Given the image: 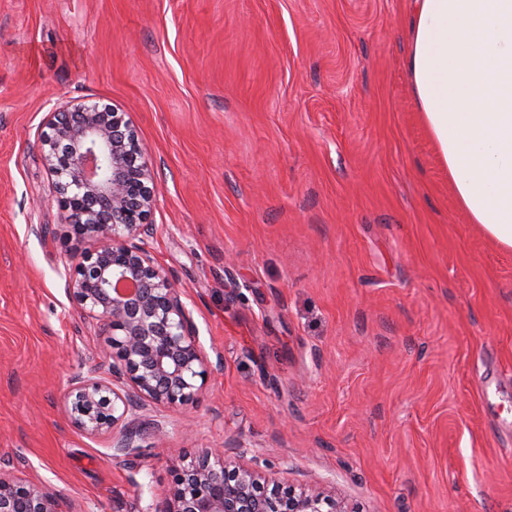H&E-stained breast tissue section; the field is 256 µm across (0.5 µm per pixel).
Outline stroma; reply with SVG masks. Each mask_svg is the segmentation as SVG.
Instances as JSON below:
<instances>
[{
	"label": "stroma",
	"instance_id": "stroma-1",
	"mask_svg": "<svg viewBox=\"0 0 512 512\" xmlns=\"http://www.w3.org/2000/svg\"><path fill=\"white\" fill-rule=\"evenodd\" d=\"M412 0H0V459L79 512H148L168 457L242 445L355 512H512V249L471 223L411 92ZM128 113L150 248L211 357L164 453L68 422L103 344L41 138ZM55 228L40 237L36 225Z\"/></svg>",
	"mask_w": 512,
	"mask_h": 512
}]
</instances>
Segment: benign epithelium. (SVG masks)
<instances>
[{
	"mask_svg": "<svg viewBox=\"0 0 512 512\" xmlns=\"http://www.w3.org/2000/svg\"><path fill=\"white\" fill-rule=\"evenodd\" d=\"M43 155L76 244L66 291L100 322V361L70 380L63 407L88 438L112 436L114 458L166 447V427L138 429L147 407L180 410L205 387L209 359L191 311L148 246L157 201L151 165L128 113L79 103L50 113ZM167 496L154 512H351L332 487L269 482L221 449L182 456L169 468ZM0 512H65L48 484L0 464Z\"/></svg>",
	"mask_w": 512,
	"mask_h": 512,
	"instance_id": "benign-epithelium-1",
	"label": "benign epithelium"
}]
</instances>
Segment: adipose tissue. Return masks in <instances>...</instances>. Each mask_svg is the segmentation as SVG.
Segmentation results:
<instances>
[{
  "label": "adipose tissue",
  "instance_id": "adipose-tissue-1",
  "mask_svg": "<svg viewBox=\"0 0 512 512\" xmlns=\"http://www.w3.org/2000/svg\"><path fill=\"white\" fill-rule=\"evenodd\" d=\"M407 70L460 207L512 249V0H413Z\"/></svg>",
  "mask_w": 512,
  "mask_h": 512
}]
</instances>
